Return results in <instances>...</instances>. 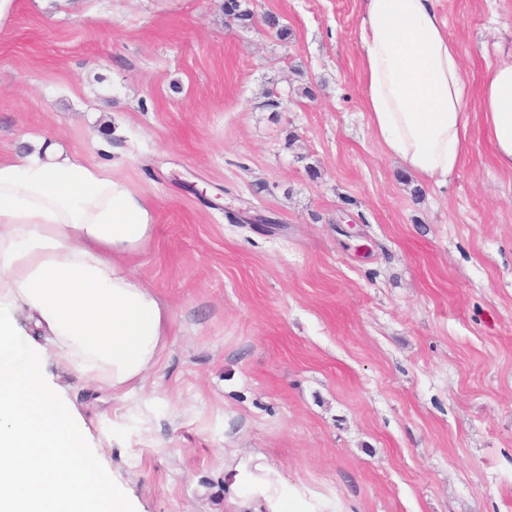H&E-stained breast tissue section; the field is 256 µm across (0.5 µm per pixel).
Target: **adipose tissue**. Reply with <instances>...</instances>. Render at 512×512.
I'll return each instance as SVG.
<instances>
[{"label": "adipose tissue", "instance_id": "1", "mask_svg": "<svg viewBox=\"0 0 512 512\" xmlns=\"http://www.w3.org/2000/svg\"><path fill=\"white\" fill-rule=\"evenodd\" d=\"M358 50L376 140L413 176L447 183L469 143L470 88L435 0H364ZM479 116L512 173V59L487 65ZM155 230L150 202L114 166L44 136L0 159V512H132L44 362L116 396L159 364L172 314L131 266ZM247 494L267 512H320L260 472Z\"/></svg>", "mask_w": 512, "mask_h": 512}]
</instances>
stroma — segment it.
<instances>
[{"label": "stroma", "mask_w": 512, "mask_h": 512, "mask_svg": "<svg viewBox=\"0 0 512 512\" xmlns=\"http://www.w3.org/2000/svg\"><path fill=\"white\" fill-rule=\"evenodd\" d=\"M223 4L15 0L0 26V158L49 131L117 162L173 317L126 398L52 361L51 382L135 512H237L258 463L326 512H512V174L478 103L458 170L423 182L369 126L362 0H252V25ZM437 9L479 90L512 0Z\"/></svg>", "instance_id": "1"}]
</instances>
